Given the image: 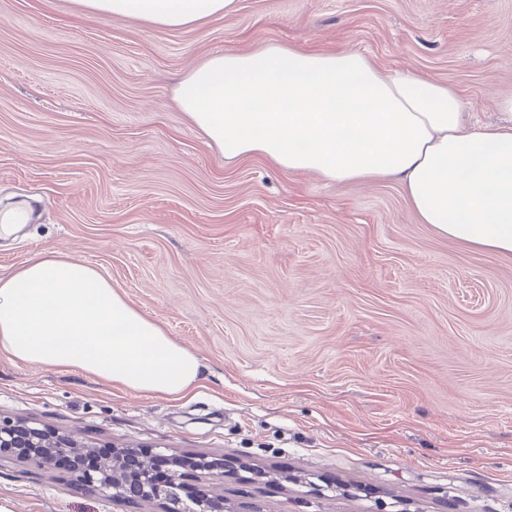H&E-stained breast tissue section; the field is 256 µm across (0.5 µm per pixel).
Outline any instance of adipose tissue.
<instances>
[{
	"label": "adipose tissue",
	"instance_id": "1",
	"mask_svg": "<svg viewBox=\"0 0 512 512\" xmlns=\"http://www.w3.org/2000/svg\"><path fill=\"white\" fill-rule=\"evenodd\" d=\"M80 2L176 30L226 15L236 0ZM174 99L225 160L260 155L335 182L397 180L420 223L512 258V125L468 126L447 84L379 68L355 50L266 43L211 55ZM0 353L135 393L177 396L202 378L197 356L101 271L48 250L0 274Z\"/></svg>",
	"mask_w": 512,
	"mask_h": 512
}]
</instances>
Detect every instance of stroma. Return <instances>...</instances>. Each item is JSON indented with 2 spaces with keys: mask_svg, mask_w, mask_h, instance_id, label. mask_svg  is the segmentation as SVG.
<instances>
[{
  "mask_svg": "<svg viewBox=\"0 0 512 512\" xmlns=\"http://www.w3.org/2000/svg\"><path fill=\"white\" fill-rule=\"evenodd\" d=\"M358 50L511 118L512 0H237L156 30L0 0V207L38 199L0 273L90 263L196 354L181 398L0 354V412L97 448L224 458L230 512H512V260L419 223L395 181L223 154L174 89L224 50ZM10 512H156L0 460Z\"/></svg>",
  "mask_w": 512,
  "mask_h": 512,
  "instance_id": "stroma-1",
  "label": "stroma"
}]
</instances>
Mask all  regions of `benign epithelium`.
Here are the masks:
<instances>
[{"instance_id": "benign-epithelium-1", "label": "benign epithelium", "mask_w": 512, "mask_h": 512, "mask_svg": "<svg viewBox=\"0 0 512 512\" xmlns=\"http://www.w3.org/2000/svg\"><path fill=\"white\" fill-rule=\"evenodd\" d=\"M15 457L38 467L68 461V481L89 495L128 506L153 502L160 512H229L224 495L211 481L224 475V459L206 455L165 457L147 461L138 448H118L99 458L91 448L79 449L70 436L30 427L0 413V458ZM198 485L187 491V481Z\"/></svg>"}]
</instances>
